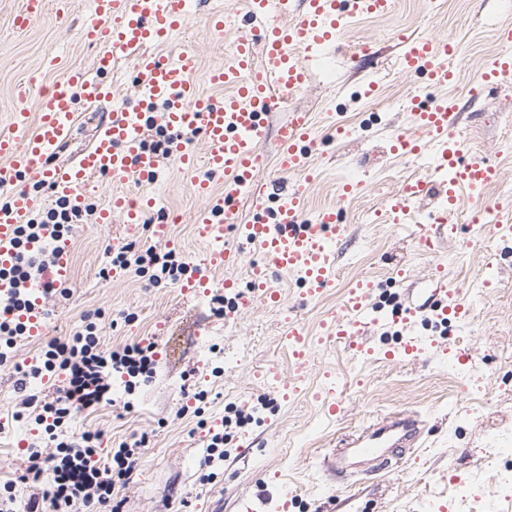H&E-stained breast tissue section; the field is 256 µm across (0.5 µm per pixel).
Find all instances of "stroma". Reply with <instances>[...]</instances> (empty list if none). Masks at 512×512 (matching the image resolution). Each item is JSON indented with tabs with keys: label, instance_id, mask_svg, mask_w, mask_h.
<instances>
[{
	"label": "stroma",
	"instance_id": "35a3bbf8",
	"mask_svg": "<svg viewBox=\"0 0 512 512\" xmlns=\"http://www.w3.org/2000/svg\"><path fill=\"white\" fill-rule=\"evenodd\" d=\"M22 0H0V129L18 104L21 88H46L77 69L89 68L97 47L81 42L77 31L90 19L88 0H73L65 20L54 13L23 34L11 28ZM245 12L246 0H201L180 33L156 47L163 57L190 49L192 79L207 96L221 95L209 76L231 57L234 33L212 31L209 15L216 8ZM512 26V0H394L385 17L347 23L343 46L369 44V60L337 54L329 70L314 74L287 105L270 118L271 127L290 113H309L315 122L313 180L305 194L302 217L325 208L340 212L345 235L335 246L337 277L332 287L310 294L298 273L273 272L271 286L278 303L254 298L227 314L212 311L213 295L223 293L226 279L249 292L251 253L238 263L208 266L211 239L198 220L207 205L191 189L192 174L169 158L154 194L161 207L151 220L169 222L166 238L153 229L124 224L121 216L98 223L88 216L72 225L62 245L69 262L65 294L45 300V337L67 338L80 331L94 313L103 312L101 343L112 349L136 342L155 343L154 377L134 392L73 415L68 435L99 432L98 458L110 462L119 444L138 437L146 445L134 480L120 490L121 512H458L452 479L474 483L476 512H512V491L501 489L496 471L512 469V456L488 468L493 437L512 441V236L494 227L472 231L465 216L487 206L512 208L503 189L512 186V76L499 88L471 97L483 72L505 47L496 25ZM447 39L456 45V82L450 95L459 103L458 130L472 156L498 170L481 199H464L451 220L452 231L438 238L437 253L417 244L414 225L435 207L433 199L412 206L404 223L390 222L385 206L408 180L431 177L429 158L392 156L386 143L412 128L411 99L427 105L437 94L422 74L402 72L398 35ZM374 97H365L368 83ZM136 79L124 68L112 81V99L93 105L78 102L76 137L53 157L56 165L76 161L89 147L116 100L135 98ZM333 122L352 127L337 138ZM361 186L342 196L350 178ZM126 243L136 248H173L202 268L209 287L182 293L176 286H151L134 270H113L107 247ZM446 266L448 285L461 289L473 314L470 323L434 317L403 324L412 303L430 296L433 259ZM361 279L377 283L372 298L374 324L353 342L328 336L330 315ZM300 324L309 342V363L299 390L285 395L263 382L269 370L289 379L296 358L286 342L289 324ZM45 337L21 340L11 363L0 366V486L10 484L19 501L42 492V484L23 481L20 445L45 441L42 428L14 416L17 368L40 361ZM416 357L404 354L406 344ZM204 391V417L187 410L189 396ZM341 403L330 414L332 403ZM251 413L253 421L231 443L222 474L202 483L197 465L208 431L219 428L226 406ZM393 411L416 414L425 432L416 447L400 449L389 471L336 473L332 455L344 435Z\"/></svg>",
	"mask_w": 512,
	"mask_h": 512
}]
</instances>
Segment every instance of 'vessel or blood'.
Here are the masks:
<instances>
[{"label":"vessel or blood","mask_w":512,"mask_h":512,"mask_svg":"<svg viewBox=\"0 0 512 512\" xmlns=\"http://www.w3.org/2000/svg\"><path fill=\"white\" fill-rule=\"evenodd\" d=\"M89 4L91 19L80 28L79 38L100 48L93 67L74 71L66 80L39 91L37 111L16 106L7 129L0 131V191L10 197L9 206L0 209V265L13 262L16 230L33 210L34 200L24 184L32 174L54 195L75 206L84 203L85 188L93 176L132 179L140 195L113 194L98 221L111 223L117 213L126 224L144 223L155 205L150 191L162 170L158 155L144 146V131L149 107L159 104L163 110L158 122L176 134L170 147L173 160L183 169L201 167L206 172L205 178L194 181L193 190L209 201L200 217L207 235L218 241L225 228L238 231L236 250L213 249L210 264H230L246 251L261 253L264 262L252 268L250 288L270 303L279 300L269 286L273 269L299 272L301 283L312 293L333 286L334 254L329 244L345 233L339 214L333 208L323 210L311 224L301 218L306 193L303 177L310 170L316 146L308 113H291L277 130V166L300 176L291 187L275 179L255 182L254 173L261 165L257 148L268 136L270 112L300 92L312 72L324 69L348 20L389 14L392 0H248L249 25L244 29L238 26L237 13L213 14L214 32L237 33L231 63L210 75L212 84L225 89L218 100L202 96L190 80V52L164 59L153 51L183 26L198 0H89ZM44 14V0H25L12 26L25 31ZM402 44L399 65L404 72L426 74L436 87L453 79L456 50L451 41L406 37ZM129 49L138 52L133 61L136 103L114 108L109 120L100 124L93 145L75 163L49 165V158L75 135L77 100L108 98L110 91L103 78L122 67L121 54ZM410 115L413 133L397 136L389 150L410 156L432 152L436 177L404 184L387 208L398 222L426 196L443 200V207L430 215L431 226H420L415 233L422 245L429 246L432 229L447 230L462 197L481 196L496 180L497 170L483 159L469 157L467 144L457 136L458 109L452 100L442 98L429 107L412 105ZM197 134L206 145L201 156L190 147L191 136ZM213 175L224 178V193L218 197L211 191ZM243 193L252 199L253 216L248 221L234 204ZM433 272L440 282L437 300L406 308V318L426 312L442 320L469 316L470 307L459 289L443 286V264H435ZM374 293L372 281H357L332 315L330 338L342 341L361 334ZM422 431L423 423L416 415L395 411L347 436L341 450L383 466L390 449L415 447Z\"/></svg>","instance_id":"vessel-or-blood-1"}]
</instances>
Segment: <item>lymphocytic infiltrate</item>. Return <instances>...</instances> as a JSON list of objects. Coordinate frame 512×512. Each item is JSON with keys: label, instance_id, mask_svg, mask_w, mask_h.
Instances as JSON below:
<instances>
[{"label": "lymphocytic infiltrate", "instance_id": "obj_1", "mask_svg": "<svg viewBox=\"0 0 512 512\" xmlns=\"http://www.w3.org/2000/svg\"><path fill=\"white\" fill-rule=\"evenodd\" d=\"M83 210L73 208L63 198L56 199L54 207L36 214L19 228L16 239L15 261L10 268L0 269V364L7 361V349L17 340L28 338L29 331L21 314L33 311L34 288L52 293V286L44 285V274L53 266L59 242L70 225L80 223ZM113 267L148 275L159 284L176 281L184 275L189 264L175 250L159 252L154 249L138 251L134 245L121 247L111 259ZM43 364L21 371L16 381L21 409H35V421L48 435L57 429L76 410H87L102 403L112 392V376L120 374L132 379L151 378L156 367L154 344H133L119 350H104L98 328L88 323L72 339H50ZM50 374L63 376L64 386L59 396L39 402L37 395L28 391L31 380ZM98 434L87 432L81 437L57 443L54 453H45L37 443L24 449L25 475L32 480L50 476V487L41 496L31 497L27 512H70L75 504H82L86 512H104L111 507L115 490L128 485L138 466L142 441L121 444L110 464H100L95 443Z\"/></svg>", "mask_w": 512, "mask_h": 512}]
</instances>
